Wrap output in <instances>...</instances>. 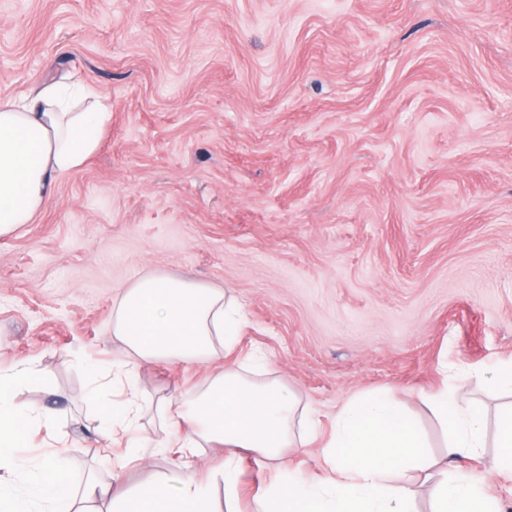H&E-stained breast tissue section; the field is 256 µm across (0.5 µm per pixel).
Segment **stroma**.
<instances>
[{"label":"stroma","instance_id":"obj_1","mask_svg":"<svg viewBox=\"0 0 512 512\" xmlns=\"http://www.w3.org/2000/svg\"><path fill=\"white\" fill-rule=\"evenodd\" d=\"M74 80L108 98L99 146L32 221L0 237V370L51 415L25 467L67 449L74 485L205 472L224 452L175 444L177 406L224 370L138 362L112 334L146 273L222 288L238 349L313 411L282 461L324 476L354 397L394 392L437 460L448 390L488 426L511 402L512 0H0V98ZM130 372L138 429L105 439L91 366ZM497 450L465 461L501 512ZM243 512L277 475L242 453Z\"/></svg>","mask_w":512,"mask_h":512}]
</instances>
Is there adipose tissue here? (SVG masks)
<instances>
[{"mask_svg":"<svg viewBox=\"0 0 512 512\" xmlns=\"http://www.w3.org/2000/svg\"><path fill=\"white\" fill-rule=\"evenodd\" d=\"M110 107L76 84L50 83L20 99H0V237L30 223L51 195L58 178L82 165L96 149ZM241 312L221 288L163 274H147L124 288L112 310V333L130 354L144 361L206 363L237 344ZM250 373L225 368L176 409L184 448L216 443L224 462L206 477L179 472L116 492L88 477L72 487L60 459L49 461L17 491L0 478V501L10 512H216L212 490L224 486L227 512H240V459L246 449L262 462L279 461L282 449L316 437L310 412L287 385L253 380L263 358L249 355ZM36 374L22 363L0 373V470L17 471L12 450L26 425L42 412L15 403V391ZM440 416L448 417V458L458 464L479 455L485 423L479 411L449 409L447 394L434 396ZM427 443L405 410L389 395L351 400L336 415L327 443L325 477L309 482L288 474L269 486L259 512H418L411 483L431 463ZM432 512H498L466 474L439 481Z\"/></svg>","mask_w":512,"mask_h":512,"instance_id":"1","label":"adipose tissue"}]
</instances>
